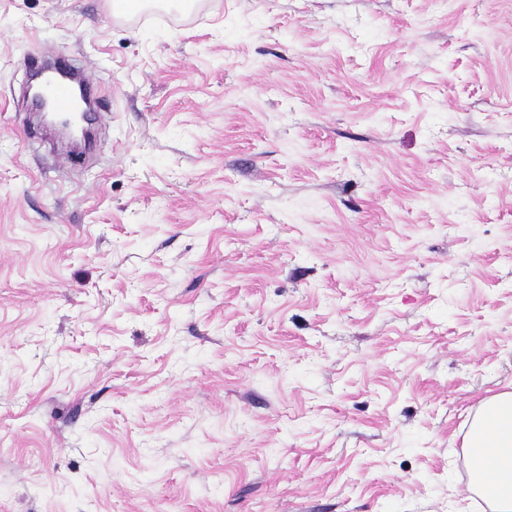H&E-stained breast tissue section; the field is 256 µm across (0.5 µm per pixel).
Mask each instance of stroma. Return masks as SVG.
<instances>
[{"label":"stroma","instance_id":"obj_1","mask_svg":"<svg viewBox=\"0 0 512 512\" xmlns=\"http://www.w3.org/2000/svg\"><path fill=\"white\" fill-rule=\"evenodd\" d=\"M509 384L512 0H0V512H491ZM32 65L37 71L42 72V91L58 112L72 111L78 91L86 101L98 92L99 84L96 78L84 67H60L49 70L42 66L39 60L33 61ZM69 70L78 73L77 81L70 76ZM472 481L495 512L512 511V390L486 399L468 432Z\"/></svg>","mask_w":512,"mask_h":512}]
</instances>
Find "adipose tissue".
<instances>
[{
	"label": "adipose tissue",
	"instance_id": "ef3b65f1",
	"mask_svg": "<svg viewBox=\"0 0 512 512\" xmlns=\"http://www.w3.org/2000/svg\"><path fill=\"white\" fill-rule=\"evenodd\" d=\"M472 481L494 512H512V390L486 399L468 432Z\"/></svg>",
	"mask_w": 512,
	"mask_h": 512
}]
</instances>
